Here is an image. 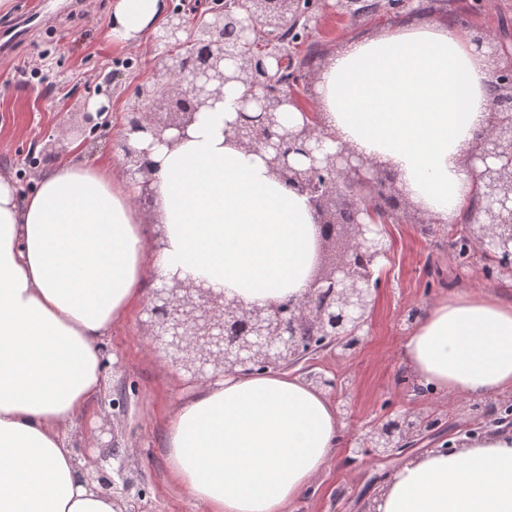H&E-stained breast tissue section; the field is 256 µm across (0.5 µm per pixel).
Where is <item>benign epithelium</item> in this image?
<instances>
[{
    "instance_id": "obj_1",
    "label": "benign epithelium",
    "mask_w": 512,
    "mask_h": 512,
    "mask_svg": "<svg viewBox=\"0 0 512 512\" xmlns=\"http://www.w3.org/2000/svg\"><path fill=\"white\" fill-rule=\"evenodd\" d=\"M323 0H214L190 18L169 9L151 36L161 50L162 68L136 87L124 131L115 144L125 175L148 194L149 149L135 148L131 135L147 134L151 143L172 145L187 137L197 113L224 101V86L243 90L235 117L226 122L225 137L239 148L256 152L276 179L306 196L318 230L317 264L300 298H284L264 306L229 297L205 280H160L150 289L144 321L152 353L169 360L189 382L215 383L229 376L283 371L326 351L348 358L366 342L382 275L391 263L387 225L408 218L412 206L398 176L382 163L349 148H332L316 113L304 111L307 73L287 78L290 60L279 40L285 29H307ZM234 39L224 41V28ZM508 32L471 36L491 65L494 117L478 134L466 161L479 192L465 224L456 234L469 251L482 254L487 279L512 278V64H500ZM163 105L168 117L152 108ZM302 110V122L290 126L284 112ZM109 108L84 112L86 130L96 134L109 126ZM306 381L335 392L342 385L334 372L304 367ZM512 399L500 397L469 405L475 427L471 436L493 428L512 430L501 411ZM445 416L418 408H390L348 435L346 463L359 468L367 460L402 455L424 441L448 451ZM88 487L116 499L134 487L125 475L119 449L112 461L85 464Z\"/></svg>"
}]
</instances>
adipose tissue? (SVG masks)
Instances as JSON below:
<instances>
[{
  "mask_svg": "<svg viewBox=\"0 0 512 512\" xmlns=\"http://www.w3.org/2000/svg\"><path fill=\"white\" fill-rule=\"evenodd\" d=\"M162 0H116L123 44L163 18ZM493 73L470 38L440 24L348 43L323 70L315 109L335 146L381 161L442 224L475 198L465 156L493 119ZM239 89L174 146L152 147L153 204L115 161L61 163L19 197L0 175V512H116L78 477L68 439L107 392L101 347L150 280L205 279L266 305L306 290L317 231L305 196L224 137ZM435 398L512 393V302L458 288L402 343ZM344 441L327 393L282 371L230 377L165 422L171 480L199 512H287ZM377 512H512V432L487 431L394 470Z\"/></svg>",
  "mask_w": 512,
  "mask_h": 512,
  "instance_id": "obj_1",
  "label": "adipose tissue"
}]
</instances>
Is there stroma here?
Returning <instances> with one entry per match:
<instances>
[{
  "label": "stroma",
  "mask_w": 512,
  "mask_h": 512,
  "mask_svg": "<svg viewBox=\"0 0 512 512\" xmlns=\"http://www.w3.org/2000/svg\"><path fill=\"white\" fill-rule=\"evenodd\" d=\"M366 9L352 14L345 7L321 13L308 30L299 55L314 52L309 84H316L331 58L349 40L371 37L395 25L417 24L418 13L395 12L388 0H362ZM431 22L451 24L456 33L512 31V0H423ZM113 0H47L48 18L27 40L14 48L11 63L0 64V173L10 175L20 195L29 194L44 172L76 158L113 157L133 93L138 84L158 74L160 54L150 40L136 48L114 41L109 34ZM113 76L110 125L95 143L83 145L82 112L91 103L98 82ZM456 227L434 225L423 233L414 221L388 227L392 262L371 317L370 335L353 357L340 360L324 353L319 365L328 367L349 384L339 397L350 405L352 426L360 427L383 413L386 406L418 405L446 413L454 428L470 421L465 407L421 397L403 384L407 370L401 348L408 328L399 319L403 306H426L455 287L484 288L512 297V278L484 279L479 270L460 267L449 247ZM141 311L113 328L108 339L117 368L108 370L113 387H125L123 413L95 408L69 432L76 448L89 455H108L109 445L124 454L125 472L135 479L141 496L121 500L122 512H196L170 480L165 462V421L194 386L171 363L150 353ZM345 450H338L315 485L288 512H366L381 478L396 467L390 459L351 470L344 466Z\"/></svg>",
  "instance_id": "stroma-1"
}]
</instances>
